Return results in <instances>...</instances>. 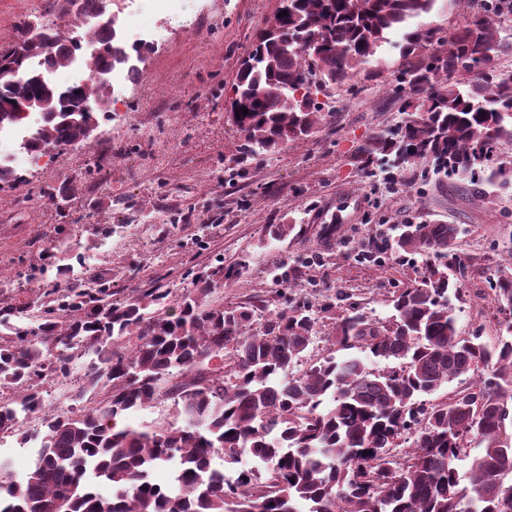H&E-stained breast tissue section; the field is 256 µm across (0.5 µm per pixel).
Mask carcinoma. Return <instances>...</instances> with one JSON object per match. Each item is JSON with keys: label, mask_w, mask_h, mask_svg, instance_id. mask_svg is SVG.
I'll use <instances>...</instances> for the list:
<instances>
[{"label": "carcinoma", "mask_w": 512, "mask_h": 512, "mask_svg": "<svg viewBox=\"0 0 512 512\" xmlns=\"http://www.w3.org/2000/svg\"><path fill=\"white\" fill-rule=\"evenodd\" d=\"M101 0L65 10L69 34L44 20L49 46L26 41L25 24L0 58V131L25 128L20 152L33 164L89 139L98 125L88 107L110 102L102 79L114 68L139 74L147 46L127 45L100 16ZM463 22L443 39L428 15L436 0H282L241 63L232 93L248 113L231 118L242 153L300 143L333 116L317 101L370 68L388 36L402 30L394 97L400 124L358 149L361 174L375 162L399 171L431 161L437 172L473 186H508L498 161L512 141V75L497 61L512 55V0H453ZM87 17L96 23L81 29ZM82 59L89 83L62 89L50 74ZM50 101L34 128L16 120L29 103ZM458 224L407 223L396 251L433 255L440 264L397 291L395 314L372 319L351 305L333 322L327 354L296 372L312 343L314 318L303 306L271 310L226 305L216 288L246 268L239 262L199 272L181 295L150 285L117 296L106 277L90 288H41L25 305L0 302V435L36 442L26 477L0 458V512H512V319L488 343L464 336L448 303L460 292L447 270L465 277L452 245ZM32 265L34 281L70 249ZM485 281L499 311L512 315V275L489 267ZM264 314V327L252 328ZM357 350L388 365L378 369ZM82 364L77 410L43 404L44 392ZM467 385L442 402L420 400L446 384ZM175 422L133 427L129 416L159 399ZM40 415L44 432L24 428ZM415 429L406 450L387 456ZM247 467H238L243 458ZM174 465L172 483L151 479ZM112 485V497L95 486Z\"/></svg>", "instance_id": "cac0c4a2"}]
</instances>
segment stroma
<instances>
[{
  "label": "stroma",
  "mask_w": 512,
  "mask_h": 512,
  "mask_svg": "<svg viewBox=\"0 0 512 512\" xmlns=\"http://www.w3.org/2000/svg\"><path fill=\"white\" fill-rule=\"evenodd\" d=\"M52 2L0 0V47ZM128 5L119 28L160 26L167 39L146 54L124 103L98 110L90 143L25 164L24 183L0 189V266L22 270L54 250L62 224L85 256L60 276L63 288L104 276L123 295L152 280L178 295L189 268L242 261L241 275L217 296L309 306L312 360L327 353L332 319L349 304L388 319L394 292L425 270L418 254L389 250L366 260L370 240L392 243L409 219L449 222L463 229L453 249L465 267L464 289L449 299L458 328L481 329L488 340L500 335L504 317L486 298L482 269L493 263L512 274V188L489 187L491 203L478 205L440 174L421 183L403 172L405 185L396 190L362 178L357 148L401 119L400 102L380 84L355 97L337 91L332 122L308 141L243 157L228 119L231 86L280 0H191L188 29L141 12L139 0ZM64 182L78 193L60 206L46 191ZM343 194L361 205L333 244L322 246L319 218ZM269 224H294L300 234L270 240Z\"/></svg>",
  "instance_id": "obj_1"
}]
</instances>
